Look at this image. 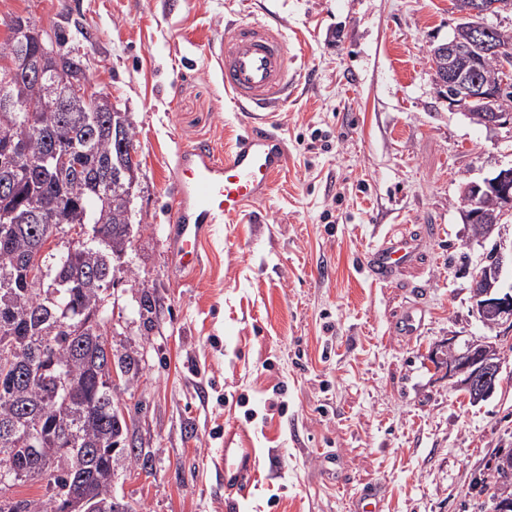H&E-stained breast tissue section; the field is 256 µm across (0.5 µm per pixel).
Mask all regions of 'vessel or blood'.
I'll return each mask as SVG.
<instances>
[{"label": "vessel or blood", "mask_w": 512, "mask_h": 512, "mask_svg": "<svg viewBox=\"0 0 512 512\" xmlns=\"http://www.w3.org/2000/svg\"><path fill=\"white\" fill-rule=\"evenodd\" d=\"M224 90L242 111L239 134L224 156L208 141L184 146L177 158L175 206L170 236L181 268L196 269L212 225L239 216L263 199L284 169L287 153L271 112L288 99L289 56L278 27L259 20L239 21L209 45ZM416 252L410 234L395 232L372 252L367 268L376 280L409 261ZM215 465L224 474L227 497L247 495L259 475L255 449L219 451Z\"/></svg>", "instance_id": "b4317fda"}]
</instances>
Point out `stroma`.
Segmentation results:
<instances>
[{"mask_svg":"<svg viewBox=\"0 0 512 512\" xmlns=\"http://www.w3.org/2000/svg\"><path fill=\"white\" fill-rule=\"evenodd\" d=\"M18 16L63 33V50L83 44L91 82L135 125L132 247L114 263L108 334L138 361L113 396L153 473L116 455L117 497L136 512H352L375 489L382 512H479L476 479L512 448V341L476 405L430 353L494 335L471 300L492 243L473 240L457 200L512 164V126L474 123L435 81L428 51L460 21L452 0H0L1 38ZM253 19L288 41V161L266 197L213 226L187 275L168 223L177 153L205 139L221 154L239 133L207 44ZM399 226L416 255L377 282L363 265ZM409 313L420 325L405 336ZM222 448L260 458L230 507Z\"/></svg>","mask_w":512,"mask_h":512,"instance_id":"stroma-1","label":"stroma"}]
</instances>
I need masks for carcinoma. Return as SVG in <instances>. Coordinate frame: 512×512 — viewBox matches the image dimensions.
<instances>
[{
    "label": "carcinoma",
    "instance_id": "carcinoma-1",
    "mask_svg": "<svg viewBox=\"0 0 512 512\" xmlns=\"http://www.w3.org/2000/svg\"><path fill=\"white\" fill-rule=\"evenodd\" d=\"M0 41V60L20 51L16 25ZM59 34L43 36L36 46L45 65L71 55L54 48ZM501 50L486 55L493 69L512 55V35L496 42ZM36 112L0 107V148L13 144L29 165L0 167V352L12 353L13 363L0 366V429H24L52 397L65 404L66 418L49 415L27 444L9 448L12 469L0 472V512H66L75 503L80 512L100 504L112 512H134L132 505L112 496V457L121 452L141 461L134 441L128 440L125 418L109 407L112 393L102 379L112 368V352L103 348L107 335L105 291L112 286L113 261L131 243L132 212L129 190L138 184L140 163H131L112 138L121 127L127 141H135L129 113L112 101L102 112H84L77 105L66 111L41 108L44 89L24 85ZM99 182L110 196L94 207L85 199ZM78 223L91 238L65 255L41 259L47 287L28 281L27 258L40 251L53 228ZM79 326V332L70 326ZM493 497L512 498V466L494 468ZM26 482L45 483V494L16 500L9 488Z\"/></svg>",
    "mask_w": 512,
    "mask_h": 512
}]
</instances>
